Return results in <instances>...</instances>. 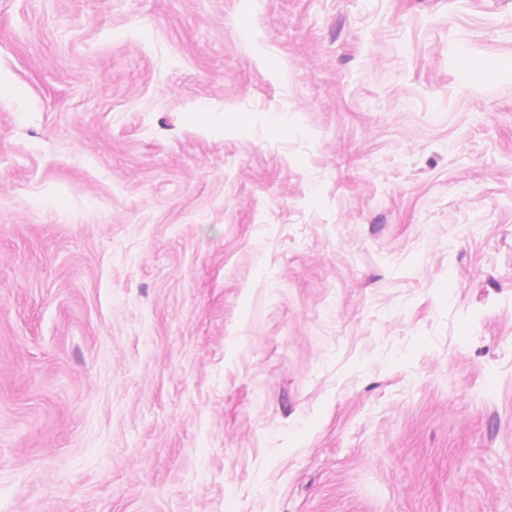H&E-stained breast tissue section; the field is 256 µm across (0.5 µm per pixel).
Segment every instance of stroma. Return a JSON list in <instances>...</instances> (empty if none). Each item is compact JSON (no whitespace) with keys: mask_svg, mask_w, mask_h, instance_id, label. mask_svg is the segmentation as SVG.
<instances>
[{"mask_svg":"<svg viewBox=\"0 0 512 512\" xmlns=\"http://www.w3.org/2000/svg\"><path fill=\"white\" fill-rule=\"evenodd\" d=\"M0 81V512H512V0H0Z\"/></svg>","mask_w":512,"mask_h":512,"instance_id":"obj_1","label":"stroma"}]
</instances>
